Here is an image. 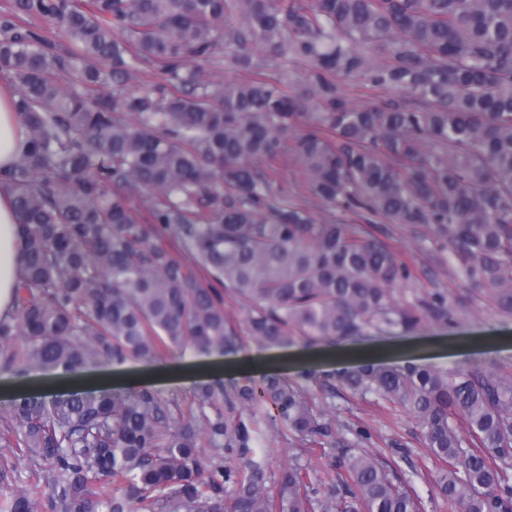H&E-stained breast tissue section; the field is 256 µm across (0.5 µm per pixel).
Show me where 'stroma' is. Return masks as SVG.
I'll return each instance as SVG.
<instances>
[{"label": "stroma", "instance_id": "stroma-1", "mask_svg": "<svg viewBox=\"0 0 512 512\" xmlns=\"http://www.w3.org/2000/svg\"><path fill=\"white\" fill-rule=\"evenodd\" d=\"M354 226L369 228L400 252L421 290L441 288L459 298L462 307L454 323L429 321L412 330L370 328L364 335L340 343L299 339L287 347H270L247 338L231 352L173 348L151 358L131 357L119 367L103 360L66 377L44 371L0 369V406L19 390L52 397L61 394L63 386L82 391L88 381L107 377L112 392L147 389L173 408L185 410L193 404L200 384L219 383L229 390L277 374L323 400L326 418L336 425L368 430L371 438L364 444V451L376 455L395 482L410 490L419 512H451L433 483L435 464L423 446L415 416L404 408L386 409L352 395L340 385L338 375L364 361L376 360L398 365L410 362L447 372L496 368L512 376V315L499 314L491 301L450 275V258L447 251L436 246L433 227L384 222L366 226L359 220ZM264 434L271 450L267 478L272 488L294 463L307 464L315 479L330 461L345 453L338 446L310 449L269 426ZM393 439L402 443L394 453L386 447Z\"/></svg>", "mask_w": 512, "mask_h": 512}]
</instances>
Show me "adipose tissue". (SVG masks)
<instances>
[{"mask_svg":"<svg viewBox=\"0 0 512 512\" xmlns=\"http://www.w3.org/2000/svg\"><path fill=\"white\" fill-rule=\"evenodd\" d=\"M27 135L13 107V96L0 87V172L7 171L25 151ZM22 261L21 243L16 232V214L12 198L0 191V318L11 317L14 288Z\"/></svg>","mask_w":512,"mask_h":512,"instance_id":"obj_1","label":"adipose tissue"}]
</instances>
